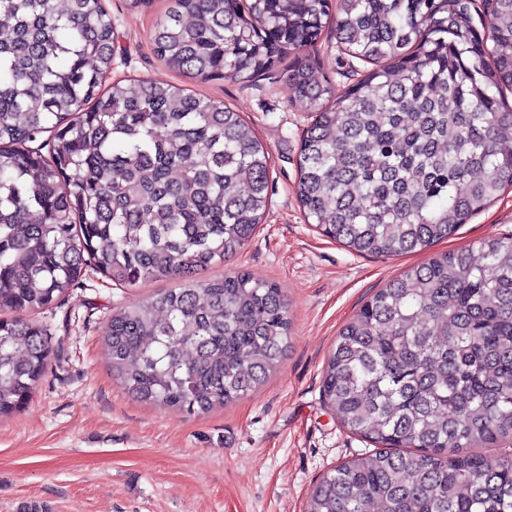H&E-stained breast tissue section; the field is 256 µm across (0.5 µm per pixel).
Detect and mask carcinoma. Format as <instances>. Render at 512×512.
Listing matches in <instances>:
<instances>
[{"label":"carcinoma","mask_w":512,"mask_h":512,"mask_svg":"<svg viewBox=\"0 0 512 512\" xmlns=\"http://www.w3.org/2000/svg\"><path fill=\"white\" fill-rule=\"evenodd\" d=\"M165 65L250 82L288 62L309 104L296 195L323 236L366 255L423 252L512 186V0H168ZM372 65L336 92L308 49ZM104 0H0V418L52 351L25 318L87 266L120 286L181 287L110 316L112 376L205 412L255 391L290 337L277 285L194 276L237 254L266 210L270 158L221 101L165 82L105 84ZM41 141L37 148L30 147ZM46 152H41V149ZM322 394L374 452L324 476L307 512H512V238L390 279L342 329Z\"/></svg>","instance_id":"carcinoma-1"}]
</instances>
